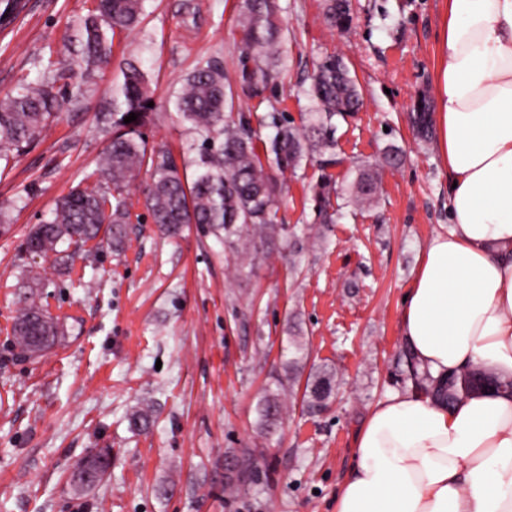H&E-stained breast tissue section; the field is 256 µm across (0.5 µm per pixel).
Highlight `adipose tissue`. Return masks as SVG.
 Returning a JSON list of instances; mask_svg holds the SVG:
<instances>
[{"label":"adipose tissue","mask_w":512,"mask_h":512,"mask_svg":"<svg viewBox=\"0 0 512 512\" xmlns=\"http://www.w3.org/2000/svg\"><path fill=\"white\" fill-rule=\"evenodd\" d=\"M436 93L449 224L420 255L401 334L433 377L479 366L502 386L378 402L335 512H512V0H447Z\"/></svg>","instance_id":"obj_1"}]
</instances>
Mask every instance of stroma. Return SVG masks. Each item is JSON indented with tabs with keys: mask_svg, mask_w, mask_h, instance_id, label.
<instances>
[{
	"mask_svg": "<svg viewBox=\"0 0 512 512\" xmlns=\"http://www.w3.org/2000/svg\"><path fill=\"white\" fill-rule=\"evenodd\" d=\"M235 5L144 0L139 26L115 37L110 68L67 71L55 83L58 118L0 165V512H334L370 409L411 387L401 301L424 244L448 226V171L408 114L419 95H436L444 0H352L343 33L325 24L324 0H280L285 71L269 103L244 98L240 109L275 106L301 121L315 64L336 53L364 104L336 122L341 163L331 174L347 183L387 146L403 153L399 167L382 171L378 205L340 197L332 224L315 218L317 164L280 177L278 216L303 248L301 270L278 239L247 265L200 225L162 233L144 205L145 172L128 187L121 249L81 250L66 264L25 250L59 198L104 184L98 162L111 134L99 115L111 111L127 63L151 79L148 150H170L180 163L195 157L199 139L178 118L175 95L199 64L234 68ZM92 6L25 0L0 27V97L48 78L49 62H70V24ZM25 298L67 330L65 342L32 358L11 335ZM296 333L308 366L335 372L336 393L318 412L284 395L277 430L265 437L258 396L287 379ZM145 407L151 422L139 430L130 419ZM98 448L111 449V469L91 493H75L73 467ZM242 478L250 493L228 495L225 484Z\"/></svg>",
	"mask_w": 512,
	"mask_h": 512,
	"instance_id": "35a3bbf8",
	"label": "stroma"
}]
</instances>
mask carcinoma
<instances>
[{
	"label": "carcinoma",
	"mask_w": 512,
	"mask_h": 512,
	"mask_svg": "<svg viewBox=\"0 0 512 512\" xmlns=\"http://www.w3.org/2000/svg\"><path fill=\"white\" fill-rule=\"evenodd\" d=\"M142 9L143 0H98L91 14L76 24L77 50L72 64L88 73L106 70L115 34L135 29ZM281 13L279 0H239L238 66L230 73L221 63L208 61L193 70L178 93V116L200 136L190 178L171 154H147L140 128L150 111V81L142 68L127 64L112 113L104 116L112 124V138L103 155L101 173L110 186L73 188L56 202L51 221L30 230L26 248L57 255L58 245L65 242L85 245L97 239L120 245L131 221L126 188L146 167L150 176L145 203L154 223L165 233L175 236L185 224H203L207 232L224 238L231 251L254 261L256 240L274 238L281 231L279 186L273 172L294 173L315 156L333 153L334 120L359 111L361 96L344 58L327 55L317 62L311 77L307 96L312 112L306 120L297 126L277 111L261 116L258 124L273 133L263 145L256 144L252 117L236 110V100L244 96L260 105L270 101L268 93L278 84L284 65L286 33ZM324 19L333 29L347 30L352 22L351 0H326ZM60 106L50 81L24 85L1 98L0 161L9 163L35 141ZM131 113L137 119L124 122ZM410 121L421 137L426 139L432 133V107L426 97L418 100ZM379 193L380 175L375 166L361 170L348 188L351 203L361 208L376 203ZM335 194L336 182L331 175L322 174L313 201L316 217L323 223L332 221L336 214ZM11 333L29 357L66 339L64 325L32 302L16 317ZM288 353V366L294 371L308 356L302 337L291 338ZM477 374L488 376L475 368L443 381L415 368L410 379L416 389L440 402L453 403L468 397L471 380ZM335 386L331 372L316 369L307 377L304 404L312 411L321 409ZM283 389L280 381L258 399V427L263 433L278 421Z\"/></svg>",
	"instance_id": "carcinoma-1"
}]
</instances>
